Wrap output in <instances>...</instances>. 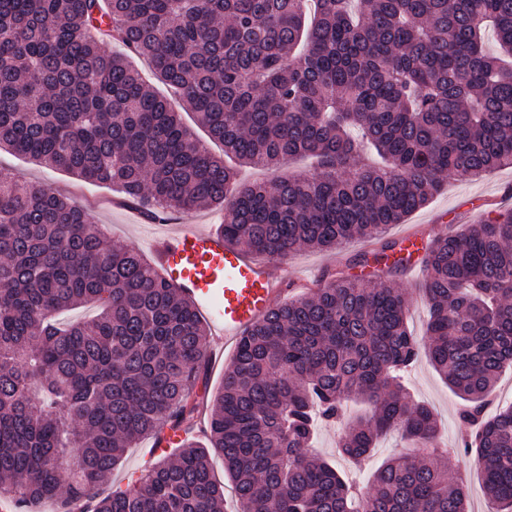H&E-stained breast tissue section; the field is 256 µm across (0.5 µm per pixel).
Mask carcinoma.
<instances>
[{
	"instance_id": "carcinoma-1",
	"label": "carcinoma",
	"mask_w": 512,
	"mask_h": 512,
	"mask_svg": "<svg viewBox=\"0 0 512 512\" xmlns=\"http://www.w3.org/2000/svg\"><path fill=\"white\" fill-rule=\"evenodd\" d=\"M304 2L0 0V152L110 186L147 215L221 207L224 241L272 260L371 238L380 250L356 265H402L406 247L383 240L390 225L449 175L512 167V0H313L312 16ZM93 31L121 49L102 50ZM135 57L224 154L201 146ZM352 126L383 164L361 162ZM296 155L315 157L313 172L278 175ZM240 166L269 177L241 183ZM422 250L426 337L407 329L411 296L390 281H322L240 339L207 444L186 439L134 489L104 495L126 449L193 425L206 326L86 206L0 177V500L13 512H222L213 448L238 512H469L447 449L433 446V411L403 384L424 352L466 402L460 452L512 512V407L487 412L512 366V210ZM89 302L91 320L54 322ZM357 399L369 412L339 453L358 464L389 430L418 445L386 459L366 491L311 452L318 426Z\"/></svg>"
}]
</instances>
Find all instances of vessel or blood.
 Segmentation results:
<instances>
[{
  "instance_id": "vessel-or-blood-1",
  "label": "vessel or blood",
  "mask_w": 512,
  "mask_h": 512,
  "mask_svg": "<svg viewBox=\"0 0 512 512\" xmlns=\"http://www.w3.org/2000/svg\"><path fill=\"white\" fill-rule=\"evenodd\" d=\"M161 222L166 230L152 252L164 277L195 302L212 335L237 344L281 296L284 275L190 220L165 216Z\"/></svg>"
}]
</instances>
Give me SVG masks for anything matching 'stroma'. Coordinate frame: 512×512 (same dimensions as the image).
<instances>
[{
  "label": "stroma",
  "mask_w": 512,
  "mask_h": 512,
  "mask_svg": "<svg viewBox=\"0 0 512 512\" xmlns=\"http://www.w3.org/2000/svg\"><path fill=\"white\" fill-rule=\"evenodd\" d=\"M20 174L26 180L50 186L79 203L86 205L93 220L105 225L108 237L118 245L140 252H148L149 244L160 227L144 223L138 210L126 205L122 194L107 187L95 186L65 172L41 164L24 162L11 154L0 153V175ZM512 208V168L488 174L479 180L448 177L442 190L422 209L409 216L404 223L391 225L386 240L398 241L406 235L429 237L460 230L491 211ZM372 241L355 239L338 251L302 250L276 262V269L287 272L288 296L308 291L317 281L335 273H353L356 258L373 249ZM423 269L390 271L389 280L398 288L413 293L415 299L407 314V322L415 335H424L427 323V304L417 294L423 281ZM409 382L416 400L434 408L443 428L439 438L451 456L446 467L459 471L471 489L470 512H492L493 505L486 497L476 462L457 454L456 449L466 432L460 418L462 401L443 383L427 358H420L409 374ZM153 440L146 439L137 447L128 449L123 460L112 473L110 489L133 488L135 481L158 460Z\"/></svg>",
  "instance_id": "stroma-1"
}]
</instances>
